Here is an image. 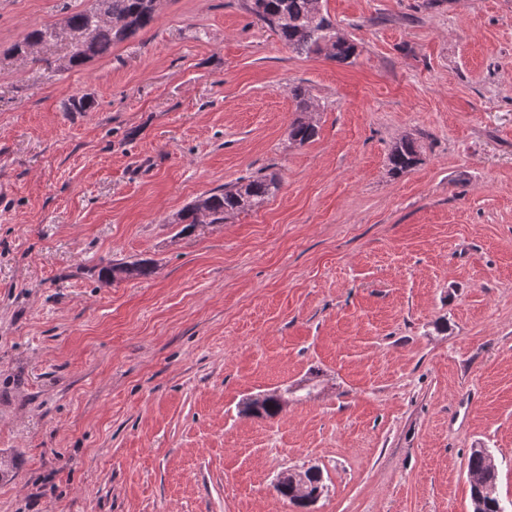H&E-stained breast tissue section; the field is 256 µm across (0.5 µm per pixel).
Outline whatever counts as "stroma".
<instances>
[{
	"mask_svg": "<svg viewBox=\"0 0 512 512\" xmlns=\"http://www.w3.org/2000/svg\"><path fill=\"white\" fill-rule=\"evenodd\" d=\"M85 5L0 0V512H472L474 448L512 512V0H322L347 63L247 0H162L66 72L8 57ZM262 168L258 210L173 223ZM311 467L315 503L277 494ZM291 95L295 112H299V116L290 125L288 136L291 141L301 145L312 141L317 135V127L308 116L310 112H316L317 109L314 97L304 86H293ZM389 161L394 174L410 171L419 162L416 142L412 138H402L392 150Z\"/></svg>",
	"mask_w": 512,
	"mask_h": 512,
	"instance_id": "35a3bbf8",
	"label": "stroma"
}]
</instances>
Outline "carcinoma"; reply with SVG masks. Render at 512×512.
Here are the masks:
<instances>
[{"instance_id":"obj_1","label":"carcinoma","mask_w":512,"mask_h":512,"mask_svg":"<svg viewBox=\"0 0 512 512\" xmlns=\"http://www.w3.org/2000/svg\"><path fill=\"white\" fill-rule=\"evenodd\" d=\"M316 0H251L250 11L269 27L288 47L298 54H325L345 62L354 56L356 47L338 35L336 25ZM161 0H87V6L69 14L65 21L77 40L63 44L56 38L55 27L40 26L26 31L11 48V56L21 60L49 62L51 58L65 60L63 70H73L94 58L112 54V47L150 28L155 22ZM295 111L299 116L289 127L293 142L304 144L317 135V127L309 117L316 111L315 99L302 85L291 89ZM419 162L416 142L401 139L390 156L395 174L410 171ZM281 187L277 173H260L236 182L230 187L204 195L201 204H188L177 213L173 223L187 232L198 224H222L231 215L246 213L274 197ZM486 448H473L467 460L468 473L476 482L471 484L473 512H504L499 499L489 491L496 489L497 470L487 463Z\"/></svg>"}]
</instances>
